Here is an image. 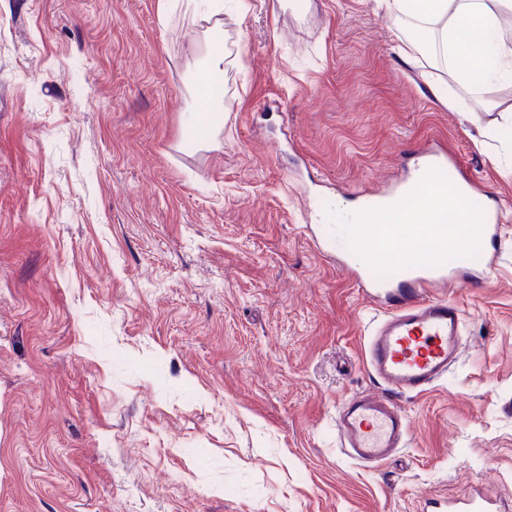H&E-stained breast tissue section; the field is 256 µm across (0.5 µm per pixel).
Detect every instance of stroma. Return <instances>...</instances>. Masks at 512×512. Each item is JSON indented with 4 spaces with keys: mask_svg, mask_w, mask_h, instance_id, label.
I'll list each match as a JSON object with an SVG mask.
<instances>
[{
    "mask_svg": "<svg viewBox=\"0 0 512 512\" xmlns=\"http://www.w3.org/2000/svg\"><path fill=\"white\" fill-rule=\"evenodd\" d=\"M410 33L376 0H0V512L512 506V79L459 85ZM431 151L506 221L491 278L448 286L459 363L367 467L336 408L375 385L378 311L305 212ZM422 510L423 512H497L494 503L477 490L461 500H448L444 504L426 503Z\"/></svg>",
    "mask_w": 512,
    "mask_h": 512,
    "instance_id": "obj_1",
    "label": "stroma"
}]
</instances>
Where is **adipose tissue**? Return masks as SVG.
I'll list each match as a JSON object with an SVG mask.
<instances>
[{"mask_svg": "<svg viewBox=\"0 0 512 512\" xmlns=\"http://www.w3.org/2000/svg\"><path fill=\"white\" fill-rule=\"evenodd\" d=\"M393 16L418 26L417 37L400 52L412 57L428 44H435L440 56L452 68L458 83L466 85L495 75L512 76V44L498 41L494 68H486L487 38H496L503 9L512 0H382Z\"/></svg>", "mask_w": 512, "mask_h": 512, "instance_id": "obj_1", "label": "adipose tissue"}]
</instances>
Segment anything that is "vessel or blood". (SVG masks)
Listing matches in <instances>:
<instances>
[{
	"label": "vessel or blood",
	"mask_w": 512,
	"mask_h": 512,
	"mask_svg": "<svg viewBox=\"0 0 512 512\" xmlns=\"http://www.w3.org/2000/svg\"><path fill=\"white\" fill-rule=\"evenodd\" d=\"M349 265L358 290L382 298L386 305L364 348L367 368L381 389L346 398L336 410V430L346 456L379 467L405 447L411 432L401 397L428 392L458 361L464 318L456 302L438 293L455 275L448 265L403 268L383 282L367 278L357 260ZM423 512L497 510L476 491L461 500L425 504Z\"/></svg>",
	"instance_id": "1"
}]
</instances>
